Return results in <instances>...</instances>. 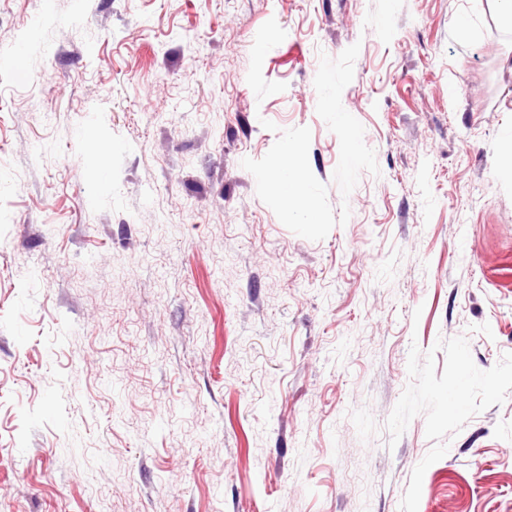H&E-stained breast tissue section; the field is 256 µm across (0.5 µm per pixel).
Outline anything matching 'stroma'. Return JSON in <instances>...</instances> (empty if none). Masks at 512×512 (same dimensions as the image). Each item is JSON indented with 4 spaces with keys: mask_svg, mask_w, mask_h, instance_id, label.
<instances>
[{
    "mask_svg": "<svg viewBox=\"0 0 512 512\" xmlns=\"http://www.w3.org/2000/svg\"><path fill=\"white\" fill-rule=\"evenodd\" d=\"M509 131L495 0H0V512H512Z\"/></svg>",
    "mask_w": 512,
    "mask_h": 512,
    "instance_id": "35a3bbf8",
    "label": "stroma"
}]
</instances>
